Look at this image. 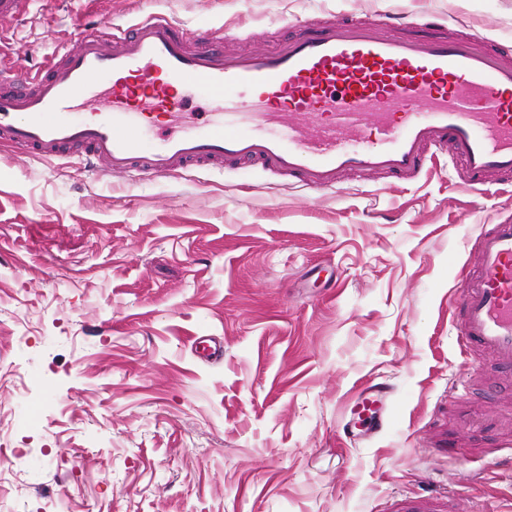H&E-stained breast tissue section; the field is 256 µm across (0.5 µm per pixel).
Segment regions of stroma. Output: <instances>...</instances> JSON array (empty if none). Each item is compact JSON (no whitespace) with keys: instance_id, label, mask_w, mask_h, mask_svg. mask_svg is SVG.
Listing matches in <instances>:
<instances>
[{"instance_id":"stroma-1","label":"stroma","mask_w":512,"mask_h":512,"mask_svg":"<svg viewBox=\"0 0 512 512\" xmlns=\"http://www.w3.org/2000/svg\"><path fill=\"white\" fill-rule=\"evenodd\" d=\"M151 13L258 48L308 16L429 17L512 56V0H35L0 55L35 69L72 15ZM509 215L512 188L474 197L445 161L318 196L0 147V512H512V374L452 332L458 270ZM371 384L379 428L349 413Z\"/></svg>"}]
</instances>
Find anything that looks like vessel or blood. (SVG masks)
<instances>
[{
    "mask_svg": "<svg viewBox=\"0 0 512 512\" xmlns=\"http://www.w3.org/2000/svg\"><path fill=\"white\" fill-rule=\"evenodd\" d=\"M417 21L308 17L268 50H225L224 28L164 14L104 21L60 46L35 73L0 60V142L77 158L107 178L189 169H259L315 193L347 173L419 180L439 157L475 191L512 177V60L477 38L417 34ZM206 92L202 122L184 111ZM95 99L75 118L71 108ZM167 133L146 147L144 118ZM464 272L457 346L512 365V217L481 232Z\"/></svg>",
    "mask_w": 512,
    "mask_h": 512,
    "instance_id": "b4317fda",
    "label": "vessel or blood"
}]
</instances>
